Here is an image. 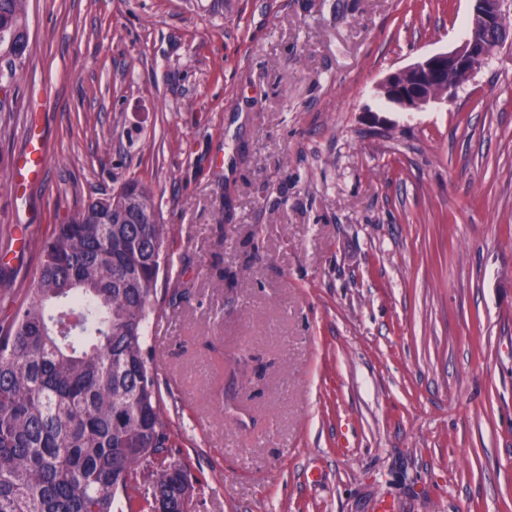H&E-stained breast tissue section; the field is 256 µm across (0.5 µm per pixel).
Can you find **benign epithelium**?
Instances as JSON below:
<instances>
[{"label": "benign epithelium", "instance_id": "7a95c632", "mask_svg": "<svg viewBox=\"0 0 512 512\" xmlns=\"http://www.w3.org/2000/svg\"><path fill=\"white\" fill-rule=\"evenodd\" d=\"M474 2L472 23L462 44L390 73L381 85L388 102L403 110H419L440 100L433 93L437 87L448 89L446 99H453L457 87L448 83V76H470L487 64L494 51L512 37V30L500 24L501 16L512 10V0Z\"/></svg>", "mask_w": 512, "mask_h": 512}]
</instances>
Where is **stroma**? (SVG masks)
<instances>
[{
  "label": "stroma",
  "instance_id": "stroma-1",
  "mask_svg": "<svg viewBox=\"0 0 512 512\" xmlns=\"http://www.w3.org/2000/svg\"><path fill=\"white\" fill-rule=\"evenodd\" d=\"M473 6L29 0L0 328L55 225L151 187L175 264L145 354L188 512H512V46L453 102L380 92ZM30 132L46 164L17 191Z\"/></svg>",
  "mask_w": 512,
  "mask_h": 512
}]
</instances>
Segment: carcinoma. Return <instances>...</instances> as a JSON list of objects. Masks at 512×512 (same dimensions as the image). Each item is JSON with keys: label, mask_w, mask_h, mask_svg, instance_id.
Masks as SVG:
<instances>
[{"label": "carcinoma", "mask_w": 512, "mask_h": 512, "mask_svg": "<svg viewBox=\"0 0 512 512\" xmlns=\"http://www.w3.org/2000/svg\"><path fill=\"white\" fill-rule=\"evenodd\" d=\"M28 0H0V70L29 56ZM54 226L37 279L0 331V512H180L190 469L143 347L167 225L132 180ZM124 502H118L119 498Z\"/></svg>", "instance_id": "obj_1"}]
</instances>
